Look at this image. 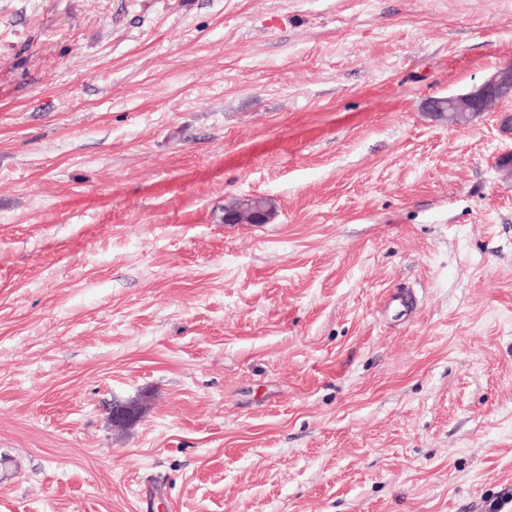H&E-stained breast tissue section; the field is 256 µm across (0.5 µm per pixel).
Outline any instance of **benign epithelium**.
I'll return each instance as SVG.
<instances>
[{
  "label": "benign epithelium",
  "mask_w": 512,
  "mask_h": 512,
  "mask_svg": "<svg viewBox=\"0 0 512 512\" xmlns=\"http://www.w3.org/2000/svg\"><path fill=\"white\" fill-rule=\"evenodd\" d=\"M512 96V64L501 67L484 78L471 90L448 97V123L465 126L485 112L493 103ZM139 410L136 404L112 407V426L125 427L133 423Z\"/></svg>",
  "instance_id": "obj_1"
}]
</instances>
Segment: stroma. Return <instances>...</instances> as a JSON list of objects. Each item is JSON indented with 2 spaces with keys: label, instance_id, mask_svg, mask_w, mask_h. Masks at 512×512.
<instances>
[{
  "label": "stroma",
  "instance_id": "35a3bbf8",
  "mask_svg": "<svg viewBox=\"0 0 512 512\" xmlns=\"http://www.w3.org/2000/svg\"><path fill=\"white\" fill-rule=\"evenodd\" d=\"M510 63L512 0H0V512H512V100L426 110Z\"/></svg>",
  "mask_w": 512,
  "mask_h": 512
}]
</instances>
